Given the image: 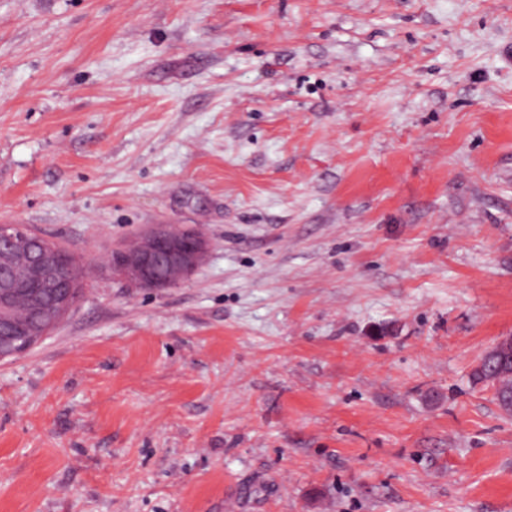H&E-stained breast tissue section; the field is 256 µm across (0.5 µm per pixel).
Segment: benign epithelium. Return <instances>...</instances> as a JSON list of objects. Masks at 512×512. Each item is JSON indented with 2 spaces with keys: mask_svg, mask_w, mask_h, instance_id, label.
<instances>
[{
  "mask_svg": "<svg viewBox=\"0 0 512 512\" xmlns=\"http://www.w3.org/2000/svg\"><path fill=\"white\" fill-rule=\"evenodd\" d=\"M33 233L17 224H0V360L15 357L28 349L18 340L8 311L28 307L36 319L25 330L27 336H45L52 324L74 306L72 282L64 279L66 251L44 242L31 260L17 247L20 238ZM206 247L191 229L172 236L164 224L142 233L133 247L123 251V265L115 267L125 279L144 288H168L185 280L202 262ZM52 297L46 306L44 294Z\"/></svg>",
  "mask_w": 512,
  "mask_h": 512,
  "instance_id": "obj_1",
  "label": "benign epithelium"
}]
</instances>
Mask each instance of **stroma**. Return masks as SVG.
<instances>
[{
	"label": "stroma",
	"mask_w": 512,
	"mask_h": 512,
	"mask_svg": "<svg viewBox=\"0 0 512 512\" xmlns=\"http://www.w3.org/2000/svg\"><path fill=\"white\" fill-rule=\"evenodd\" d=\"M512 0H0V224L87 270L0 361V512H512ZM206 244L143 288L113 251ZM169 229L158 224L142 233L133 247L123 251V265L113 269L144 288H168L185 280L202 262L206 247L191 229H183L179 236L170 235ZM502 357L498 354L494 353V347L489 350L483 358L480 360L478 365L474 368L472 372V379L475 383H484L487 385H491L494 387V399L498 406L505 410V403L510 394L512 393V378H511V390H509V385L507 383L506 387H503V383L506 381V378L503 377L501 381V386H499L495 380L492 378L494 375L504 374L507 370L512 369V362L509 360V357H506L505 363L502 364ZM509 412L508 410H505Z\"/></svg>",
	"instance_id": "obj_1"
}]
</instances>
